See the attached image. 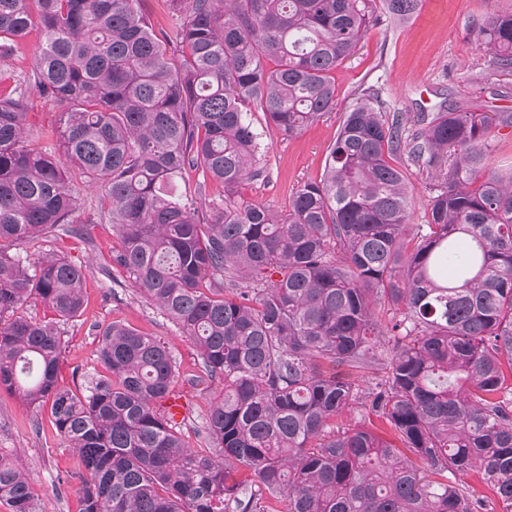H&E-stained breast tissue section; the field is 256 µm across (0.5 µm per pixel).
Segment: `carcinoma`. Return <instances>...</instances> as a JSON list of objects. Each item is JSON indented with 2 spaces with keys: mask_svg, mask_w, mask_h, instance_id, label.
Wrapping results in <instances>:
<instances>
[{
  "mask_svg": "<svg viewBox=\"0 0 512 512\" xmlns=\"http://www.w3.org/2000/svg\"><path fill=\"white\" fill-rule=\"evenodd\" d=\"M169 2L173 35L141 0H0V59L40 30L29 84L62 109L56 155L25 133L26 90L0 94V391L50 405L82 512H512V170L486 171L483 150L512 113L444 106L413 130L369 88L321 177L273 211L238 195L261 176L252 115L292 137L336 111L337 69L418 0ZM479 34L512 69V14ZM403 158L430 180L415 228ZM189 172L201 196L223 188L206 212L178 187ZM75 174L101 190L112 263L199 351L203 448L161 409L179 372L154 336L114 321L91 385L59 383L86 273L15 248L71 231ZM33 296L50 316L24 314ZM354 403L396 441L333 427ZM473 469L492 497L455 481ZM0 501L40 512L1 455Z\"/></svg>",
  "mask_w": 512,
  "mask_h": 512,
  "instance_id": "carcinoma-1",
  "label": "carcinoma"
}]
</instances>
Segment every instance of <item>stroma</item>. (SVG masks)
<instances>
[{"label": "stroma", "mask_w": 512, "mask_h": 512, "mask_svg": "<svg viewBox=\"0 0 512 512\" xmlns=\"http://www.w3.org/2000/svg\"><path fill=\"white\" fill-rule=\"evenodd\" d=\"M492 13H512V0H418L414 14L401 21H380L361 40L355 54L336 72L338 106L293 138L267 126L263 115L254 123L261 134L259 179L244 183L247 201L281 211L298 186L320 178L326 156L336 140L344 112L361 90L382 89L391 111L413 122L417 113H434L444 103L463 111L512 112V70L502 71L478 50V28ZM41 44L39 32L20 40L14 53L0 61V92L24 84L34 68ZM28 122L41 147L54 151L58 105L28 89ZM76 223H90L87 238L62 234L43 236L21 246V253L54 252L87 269L86 305L79 318L65 322L64 384L86 385L99 372L97 334L101 327L121 321L156 336L171 349L186 396L183 432L191 447L202 446L197 433L208 409L209 396L184 381L199 362L194 343L133 287L128 274L112 263L116 238L97 191L76 185ZM0 453L22 460L30 471L42 512H81L74 490L62 491L58 479L70 468L71 455L55 436L47 411L29 408L0 392Z\"/></svg>", "instance_id": "35a3bbf8"}]
</instances>
